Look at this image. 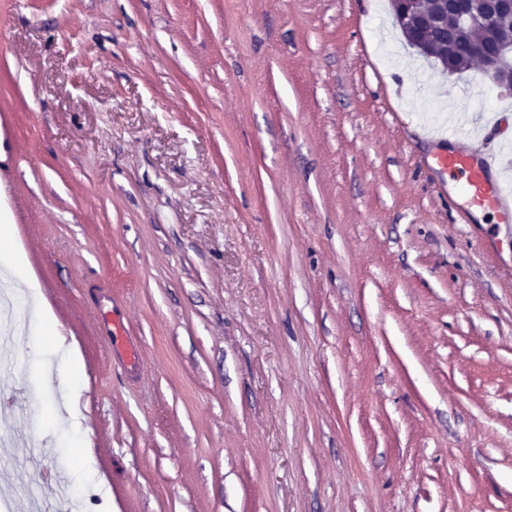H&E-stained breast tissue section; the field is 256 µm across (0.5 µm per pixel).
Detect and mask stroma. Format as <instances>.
<instances>
[{"mask_svg": "<svg viewBox=\"0 0 512 512\" xmlns=\"http://www.w3.org/2000/svg\"><path fill=\"white\" fill-rule=\"evenodd\" d=\"M496 112L389 0H0V222L50 314L13 286L0 470L49 447L76 512H512V224L430 165Z\"/></svg>", "mask_w": 512, "mask_h": 512, "instance_id": "1", "label": "stroma"}]
</instances>
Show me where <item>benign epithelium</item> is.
Segmentation results:
<instances>
[{
    "label": "benign epithelium",
    "instance_id": "7a95c632",
    "mask_svg": "<svg viewBox=\"0 0 512 512\" xmlns=\"http://www.w3.org/2000/svg\"><path fill=\"white\" fill-rule=\"evenodd\" d=\"M425 0H392L393 17L407 40L419 51L428 52L432 33L447 29L448 18L463 28L487 30L504 14L512 15V0H430L439 9L423 6ZM468 56L501 87L512 86V39L490 47L478 40L468 46Z\"/></svg>",
    "mask_w": 512,
    "mask_h": 512
}]
</instances>
